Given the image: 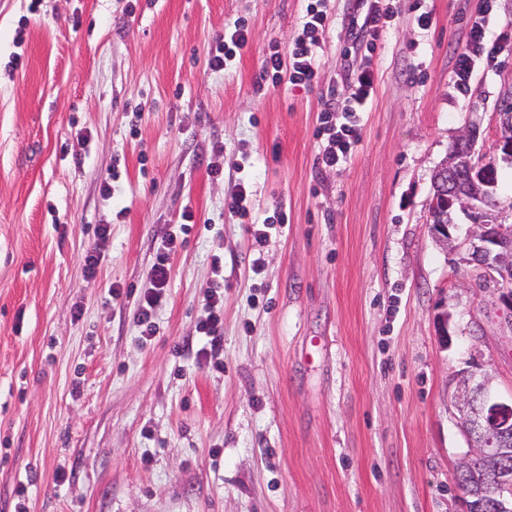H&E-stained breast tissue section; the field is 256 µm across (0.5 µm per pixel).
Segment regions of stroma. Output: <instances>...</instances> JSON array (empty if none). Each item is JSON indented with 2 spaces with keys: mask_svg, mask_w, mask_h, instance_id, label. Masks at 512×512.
<instances>
[{
  "mask_svg": "<svg viewBox=\"0 0 512 512\" xmlns=\"http://www.w3.org/2000/svg\"><path fill=\"white\" fill-rule=\"evenodd\" d=\"M354 5L330 2L317 84L261 90L264 54L287 50L307 0H0V512L23 481L26 512H465L453 378L474 358L512 396V311L464 262L465 212L456 252L435 240L431 179L473 128L512 203L495 148L512 55L466 92L452 78L470 16L489 6L498 36L512 0H428V30L401 12L361 140L324 170V93H351ZM237 19L247 47L210 71ZM240 179L247 220L230 208ZM187 208L198 222L145 340V274ZM268 218L255 249L250 224ZM217 254L213 364L195 325Z\"/></svg>",
  "mask_w": 512,
  "mask_h": 512,
  "instance_id": "stroma-1",
  "label": "stroma"
}]
</instances>
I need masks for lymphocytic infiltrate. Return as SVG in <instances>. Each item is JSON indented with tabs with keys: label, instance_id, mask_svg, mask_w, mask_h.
<instances>
[{
	"label": "lymphocytic infiltrate",
	"instance_id": "lymphocytic-infiltrate-1",
	"mask_svg": "<svg viewBox=\"0 0 512 512\" xmlns=\"http://www.w3.org/2000/svg\"><path fill=\"white\" fill-rule=\"evenodd\" d=\"M399 0H358L351 14L350 43L345 49L347 56L357 57V66L348 68L342 80L352 88L350 96L339 97L336 87H328L327 104L323 114L324 142L318 162L322 168L336 169L346 163L354 146L360 140L359 112L365 111L374 93L372 52L377 41L385 33L397 14ZM329 21V0H309L301 26L288 51L269 50L261 63L262 78L279 85L289 81L295 85L313 86L318 79V67L310 54V46L322 36ZM489 17L478 13L472 17L462 42L454 53L452 76L459 91H466L479 65H492L497 55L512 51V35L500 33L496 41H488ZM249 39V30L243 20H235L225 26L209 53L208 67L219 72L227 67L237 52L242 51ZM176 233L162 237L155 258L146 274L147 287L138 310V322L142 336L155 332L153 313L170 276V257L176 251ZM224 293L219 285L209 286L196 324V332L203 345L201 357L217 355L223 343Z\"/></svg>",
	"mask_w": 512,
	"mask_h": 512
}]
</instances>
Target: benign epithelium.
<instances>
[{"instance_id":"benign-epithelium-1","label":"benign epithelium","mask_w":512,"mask_h":512,"mask_svg":"<svg viewBox=\"0 0 512 512\" xmlns=\"http://www.w3.org/2000/svg\"><path fill=\"white\" fill-rule=\"evenodd\" d=\"M476 134L462 132L448 159L433 174L437 194L448 200V208L461 205L471 213L468 262L487 274L497 273L499 300L512 310V225L503 222L500 206L492 203V186L475 161ZM454 407L462 431L470 442L469 455L484 454L496 443L479 436L483 427H512V401L493 395L487 373L462 371L456 376Z\"/></svg>"}]
</instances>
